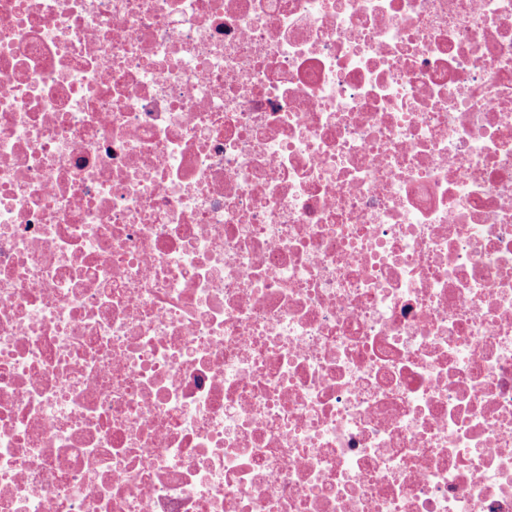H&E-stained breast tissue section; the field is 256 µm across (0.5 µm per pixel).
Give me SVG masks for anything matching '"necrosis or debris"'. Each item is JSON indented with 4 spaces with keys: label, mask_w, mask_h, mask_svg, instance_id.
Returning <instances> with one entry per match:
<instances>
[{
    "label": "necrosis or debris",
    "mask_w": 512,
    "mask_h": 512,
    "mask_svg": "<svg viewBox=\"0 0 512 512\" xmlns=\"http://www.w3.org/2000/svg\"><path fill=\"white\" fill-rule=\"evenodd\" d=\"M0 512H512V0H0Z\"/></svg>",
    "instance_id": "obj_1"
}]
</instances>
